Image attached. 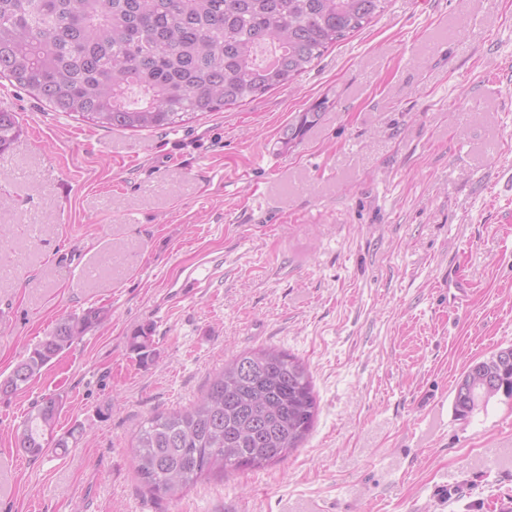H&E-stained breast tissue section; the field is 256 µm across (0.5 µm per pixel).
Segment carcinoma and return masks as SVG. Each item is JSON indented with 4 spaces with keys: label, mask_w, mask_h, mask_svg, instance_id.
<instances>
[{
    "label": "carcinoma",
    "mask_w": 512,
    "mask_h": 512,
    "mask_svg": "<svg viewBox=\"0 0 512 512\" xmlns=\"http://www.w3.org/2000/svg\"><path fill=\"white\" fill-rule=\"evenodd\" d=\"M388 0H0V77L55 112L102 128L168 129L220 112L295 80L337 42L385 10ZM318 102L288 124L281 149L296 147L321 116ZM16 113L0 107V154L21 136ZM101 308L60 318L0 380L8 397L79 342ZM150 328L130 348L151 355ZM512 347L465 366L455 414L465 419L499 393L512 397ZM63 397L42 398L15 435L38 458L66 449L83 430L58 436ZM319 410L308 372L274 347L224 364L190 406L141 424L136 471L153 494L178 499L202 475L284 461Z\"/></svg>",
    "instance_id": "carcinoma-1"
}]
</instances>
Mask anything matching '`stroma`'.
Listing matches in <instances>:
<instances>
[{
  "instance_id": "obj_1",
  "label": "stroma",
  "mask_w": 512,
  "mask_h": 512,
  "mask_svg": "<svg viewBox=\"0 0 512 512\" xmlns=\"http://www.w3.org/2000/svg\"><path fill=\"white\" fill-rule=\"evenodd\" d=\"M1 106L23 132L0 155V375L61 316L107 318L0 399V512H496L512 494V397L453 407L465 365L512 346V0H389L297 80L173 129L95 127L4 79ZM454 265L460 310L440 287ZM260 346L309 368L304 447L148 493L140 421ZM50 393L56 433L82 437L19 454ZM323 105V102L312 105L308 111L300 113L294 122L288 124L279 141L281 149L288 150L301 143L308 129L319 120Z\"/></svg>"
}]
</instances>
